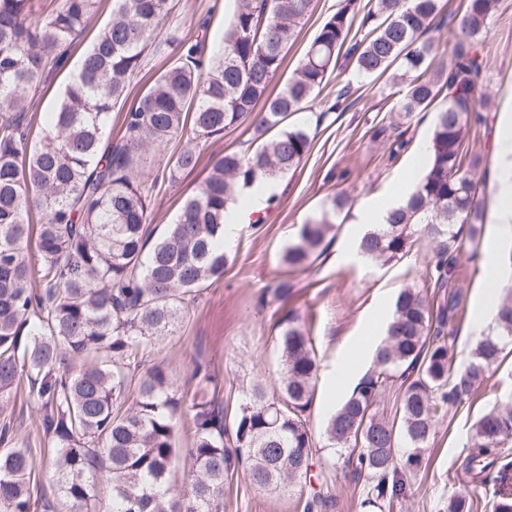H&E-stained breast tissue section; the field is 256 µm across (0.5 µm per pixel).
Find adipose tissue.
<instances>
[{"mask_svg":"<svg viewBox=\"0 0 512 512\" xmlns=\"http://www.w3.org/2000/svg\"><path fill=\"white\" fill-rule=\"evenodd\" d=\"M496 156L500 169L497 191L491 205V230L485 244L486 263L493 274H501L502 252L512 239V115L503 114L496 126ZM275 191L272 181H263L246 189L243 204L231 207L224 228L226 236H233L238 225L251 223L255 214L265 210Z\"/></svg>","mask_w":512,"mask_h":512,"instance_id":"obj_1","label":"adipose tissue"}]
</instances>
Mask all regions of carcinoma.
I'll list each match as a JSON object with an SVG mask.
<instances>
[{"label":"carcinoma","mask_w":512,"mask_h":512,"mask_svg":"<svg viewBox=\"0 0 512 512\" xmlns=\"http://www.w3.org/2000/svg\"><path fill=\"white\" fill-rule=\"evenodd\" d=\"M235 2L221 52L208 55L198 41H179L175 60L122 113L114 139L108 120L126 102L147 41L172 40H158L169 0H113L111 20L33 143L31 92L46 69L66 65L96 0H60L50 11L39 0H0V413L28 382L54 448L46 464L59 498L48 512H99L98 480L112 487V512H224V481L240 463L255 484L275 491L312 471L316 450L306 413L319 363L298 315L290 312L278 324V390L254 386L232 423L216 406L223 383L195 368L194 439L185 449L191 484L178 495L170 494L168 476L180 452L184 395L167 369L147 365V358L176 332L192 295L231 263L224 249L229 204L244 188L281 178L309 156L306 129L287 120L318 97L334 71L350 66L362 76L388 75L393 86L404 87L398 105L406 117L447 90V105L434 115L424 174L383 223L361 236L359 253L385 265L408 253L422 233L434 244L426 274L445 288L458 275L463 226L477 236L478 161L469 155L467 136L479 117L480 48L498 0H463L449 28L453 62L431 77L434 45L426 35L445 24L443 0H340L273 95L283 48L310 17L313 0ZM261 100L253 131L258 146L217 159L175 222L152 238L147 221L158 177H145V156L185 139L162 171L161 178L175 182L195 168L203 142L242 122ZM349 204L344 194L327 200L302 224L282 262L306 265ZM33 211L40 222L32 246ZM458 306V294L450 293L435 313L418 292L399 291L375 367L327 421L329 444L353 449L347 465L371 482L366 501L377 508L399 498L398 469L421 466L437 419L484 380L512 342L510 290L498 300V334L483 337L467 365L455 369L445 329ZM399 379V407L387 419L377 411L378 397ZM509 439L512 404L479 419L469 460L483 465L466 471L482 477ZM36 464L26 444L0 452V512H35ZM485 508L512 512V492L494 490Z\"/></svg>","instance_id":"obj_1"}]
</instances>
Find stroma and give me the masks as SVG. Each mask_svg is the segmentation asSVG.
<instances>
[{"instance_id": "35a3bbf8", "label": "stroma", "mask_w": 512, "mask_h": 512, "mask_svg": "<svg viewBox=\"0 0 512 512\" xmlns=\"http://www.w3.org/2000/svg\"><path fill=\"white\" fill-rule=\"evenodd\" d=\"M338 4L339 0H314L311 16L284 51L278 83L292 76L317 28L335 13ZM234 8V0H170L163 31L185 39L201 34L209 48L217 49L224 44V28ZM111 15L112 0H98L95 16L76 41L66 69L43 76L37 92L38 115L53 111L83 54ZM482 54L485 67L479 91L487 101L485 120L472 124L468 142L472 154L483 159L476 178L480 196L488 201L495 192L494 129L500 114L512 111V0H499ZM345 85L351 88L350 107L341 112L324 111V102L334 100ZM397 101L386 78L361 76L351 69L331 75L318 99L291 119L292 124L305 126L312 139L308 158L277 180V203L264 223L238 227L229 241L232 262L223 278L188 303L179 329L160 342L150 361L165 366L182 387L196 365L210 367L224 379L218 399L231 415L253 384L260 382L267 391L277 390L281 370L278 324L285 313H296L312 337L319 362L307 423L317 448L314 471L319 480H326L336 499L334 512H448V499L457 494L472 500L473 512H486L487 497L498 486V470L487 469L486 483L479 484L471 480L464 466L477 421L512 394V351L503 352L486 379L438 420L420 468L406 478L404 496L384 510L366 505L368 482L352 479L338 449L330 447L324 435L326 420L337 404L336 365L360 336H368L369 342L356 366L366 372L374 367L382 330L370 328L369 323L377 308H390L397 292L406 286L430 302L442 296L426 277L433 257L428 238H421L401 260L385 266L358 252L366 227L356 223L355 208L368 201L394 198L396 184L414 162L410 152L390 160L389 142L399 133L415 143L428 139L435 112L446 104L440 98L430 111L403 118L397 113ZM259 118V112H252L244 124L210 137L199 148L195 169L185 172L178 183L159 184L150 226L159 229L172 223L217 159L228 152L249 151L250 126ZM339 191L351 196L353 212L337 216L324 251L315 254L307 267L288 269L281 262L284 247L306 219L319 211L327 196ZM488 230L484 224L476 238L462 236L457 254L460 277L451 289L460 295L461 303L458 312L450 316L448 328L454 336L451 352L459 368L469 362L475 349L465 331L475 314L476 291L489 278L484 256ZM282 280L294 285L285 302L274 300L272 294ZM39 411V401L27 390H19L0 414L10 424L7 438L0 439V451L25 443L47 447L36 423ZM318 482L304 481L289 490L271 491L254 484L247 466L240 465L224 484V512H303Z\"/></svg>"}]
</instances>
